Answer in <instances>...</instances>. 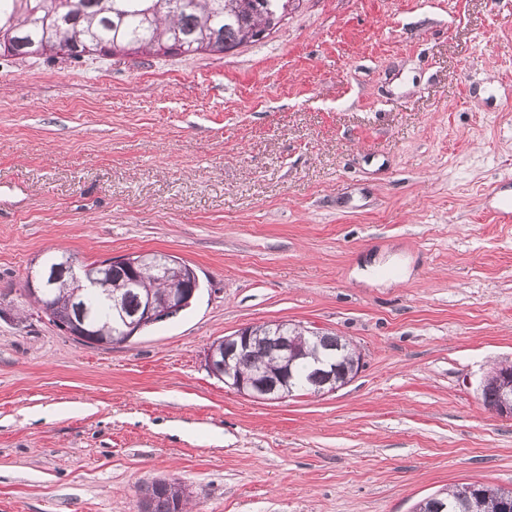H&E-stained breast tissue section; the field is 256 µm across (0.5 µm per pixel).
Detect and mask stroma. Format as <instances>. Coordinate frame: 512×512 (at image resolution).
<instances>
[{
    "mask_svg": "<svg viewBox=\"0 0 512 512\" xmlns=\"http://www.w3.org/2000/svg\"><path fill=\"white\" fill-rule=\"evenodd\" d=\"M512 0H293L228 54L0 50V512H413L512 488ZM142 252L192 304L87 347L24 291L34 260ZM348 340L325 395L256 400L214 342L264 322ZM497 388L493 383L482 386L481 397L483 404L492 412L500 416L512 417V378L510 373L497 381ZM497 398V400H496ZM496 401V402H495ZM492 404V405H490ZM181 481L159 478L137 488L138 508L145 506L141 512H190V493H186ZM505 489L478 484L475 493L461 496L458 487L420 500L414 512H503L498 495Z\"/></svg>",
    "mask_w": 512,
    "mask_h": 512,
    "instance_id": "stroma-1",
    "label": "stroma"
}]
</instances>
